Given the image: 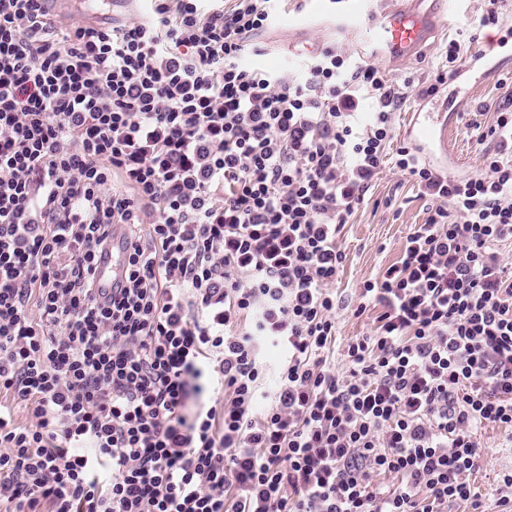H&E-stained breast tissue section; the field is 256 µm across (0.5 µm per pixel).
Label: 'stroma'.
Returning <instances> with one entry per match:
<instances>
[{
  "instance_id": "obj_1",
  "label": "stroma",
  "mask_w": 512,
  "mask_h": 512,
  "mask_svg": "<svg viewBox=\"0 0 512 512\" xmlns=\"http://www.w3.org/2000/svg\"><path fill=\"white\" fill-rule=\"evenodd\" d=\"M487 7L486 0H454L448 12L438 16L436 27L416 57L408 61H393L365 51L371 31L361 24L351 34L337 31L339 21L332 12H323L316 0H282L278 25L253 37L258 52L249 56V64H257L271 72L302 75L312 55L333 46L355 54L358 62L383 69L393 85H403L409 79L433 82L441 55L448 42L460 38L468 55L489 50L491 40L512 36V0H498L501 22L495 26H480L479 18ZM503 61L495 74L486 78L472 76L468 81H449L440 85L436 95L429 97L431 111H442L445 102H452L454 113L449 116L454 158L449 161L453 175L479 173L477 128L489 126L492 113L478 114L473 107L479 102L501 103L506 89L500 80L512 79V48L502 55ZM427 198L421 196L412 177L387 168L364 196V201L344 224L338 243L346 259L336 282V345L344 347L348 340L370 330L372 315L353 317L358 289L363 282H377L384 270L397 262L401 247L416 225L426 219ZM483 448L479 469L469 480L481 494L485 512H497L494 490L502 472L512 468V445L501 428L488 425L479 429Z\"/></svg>"
}]
</instances>
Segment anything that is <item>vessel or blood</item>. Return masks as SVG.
<instances>
[{"label":"vessel or blood","mask_w":512,"mask_h":512,"mask_svg":"<svg viewBox=\"0 0 512 512\" xmlns=\"http://www.w3.org/2000/svg\"><path fill=\"white\" fill-rule=\"evenodd\" d=\"M434 17L416 10H394L378 18L368 43L374 54L383 57L411 55L430 35ZM408 137L426 162L437 163L448 155V118L445 113L418 108L406 128ZM128 245L121 236H113L98 257L99 284L114 287L125 263Z\"/></svg>","instance_id":"obj_1"}]
</instances>
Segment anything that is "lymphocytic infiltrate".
<instances>
[{
	"mask_svg": "<svg viewBox=\"0 0 512 512\" xmlns=\"http://www.w3.org/2000/svg\"><path fill=\"white\" fill-rule=\"evenodd\" d=\"M48 2L0 0V512H483L477 433L512 437V93L480 175L447 176L387 146L460 41L413 93L333 48L301 82L242 66L270 0H150L110 28ZM389 163L431 205L340 350L338 235ZM265 341L288 353L267 392ZM128 245L126 240L113 235L98 257V278L100 288H113L125 263Z\"/></svg>",
	"mask_w": 512,
	"mask_h": 512,
	"instance_id": "f902f5d3",
	"label": "lymphocytic infiltrate"
}]
</instances>
